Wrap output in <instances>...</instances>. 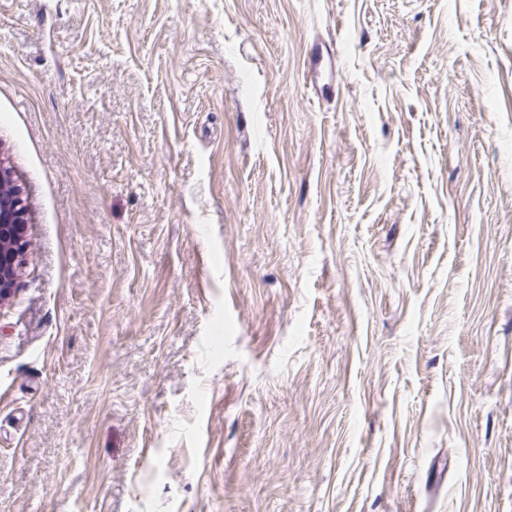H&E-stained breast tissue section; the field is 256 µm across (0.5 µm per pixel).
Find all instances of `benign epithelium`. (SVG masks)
Listing matches in <instances>:
<instances>
[{
  "instance_id": "7a95c632",
  "label": "benign epithelium",
  "mask_w": 512,
  "mask_h": 512,
  "mask_svg": "<svg viewBox=\"0 0 512 512\" xmlns=\"http://www.w3.org/2000/svg\"><path fill=\"white\" fill-rule=\"evenodd\" d=\"M27 209L22 190L10 172L0 168V301L16 288L25 239Z\"/></svg>"
}]
</instances>
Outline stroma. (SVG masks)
<instances>
[{"mask_svg":"<svg viewBox=\"0 0 512 512\" xmlns=\"http://www.w3.org/2000/svg\"><path fill=\"white\" fill-rule=\"evenodd\" d=\"M0 512H512V0H0ZM27 209L22 190L9 171L0 168V303L16 288L27 247Z\"/></svg>","mask_w":512,"mask_h":512,"instance_id":"1","label":"stroma"}]
</instances>
